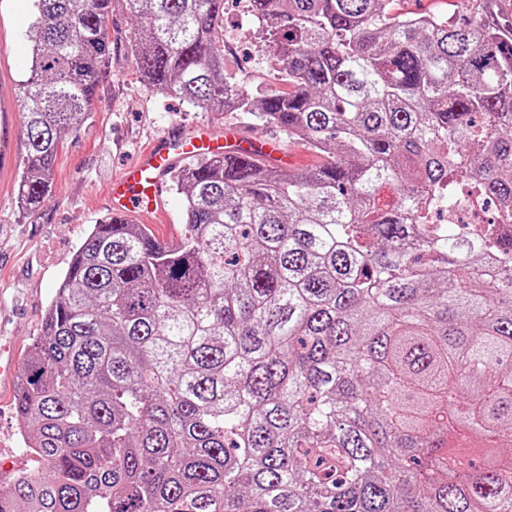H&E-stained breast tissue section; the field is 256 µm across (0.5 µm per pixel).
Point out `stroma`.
<instances>
[{"label": "stroma", "instance_id": "35a3bbf8", "mask_svg": "<svg viewBox=\"0 0 512 512\" xmlns=\"http://www.w3.org/2000/svg\"><path fill=\"white\" fill-rule=\"evenodd\" d=\"M32 0H0V345L24 361L39 335L59 279L74 249L94 224L108 216L107 188L123 168L155 143L211 126L255 138L275 139L284 148L273 162L283 171L306 169L321 161L314 149L288 140L271 125L238 112H203L181 99L148 89L128 51L134 21L115 7L109 20L112 54L86 125L66 136L58 156L52 192L44 205L22 213L16 203L21 160L26 152L21 87L30 48ZM226 74L245 79L252 93L287 90L268 50L247 37L237 52L224 56ZM183 202L164 186L159 209L147 218L156 237H178ZM10 385L0 386V456L15 466L34 468L22 449Z\"/></svg>", "mask_w": 512, "mask_h": 512}]
</instances>
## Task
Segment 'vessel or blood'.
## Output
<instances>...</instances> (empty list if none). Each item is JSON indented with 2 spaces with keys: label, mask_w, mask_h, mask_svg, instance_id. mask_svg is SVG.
<instances>
[{
  "label": "vessel or blood",
  "mask_w": 512,
  "mask_h": 512,
  "mask_svg": "<svg viewBox=\"0 0 512 512\" xmlns=\"http://www.w3.org/2000/svg\"><path fill=\"white\" fill-rule=\"evenodd\" d=\"M223 145L225 152L246 150L253 157L270 160L275 148L243 136H234L224 141L222 134L210 129L198 134L177 139L175 144H154L144 155L118 178L113 179L108 188V196L114 217L123 219L132 215L147 217L160 206L162 180L172 162L173 156H186L189 153Z\"/></svg>",
  "instance_id": "1"
}]
</instances>
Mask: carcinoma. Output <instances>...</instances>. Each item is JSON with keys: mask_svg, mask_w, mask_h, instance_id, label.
Instances as JSON below:
<instances>
[{"mask_svg": "<svg viewBox=\"0 0 512 512\" xmlns=\"http://www.w3.org/2000/svg\"><path fill=\"white\" fill-rule=\"evenodd\" d=\"M114 0H33L18 204L90 119ZM145 85L326 155L170 171L179 238L107 218L14 397L0 512H512V0H249L290 90L223 74L227 0H124ZM399 189L377 203V185ZM499 200L500 224H433ZM392 13L430 12L442 16L458 18L468 8L469 2L464 0H399L392 4Z\"/></svg>", "mask_w": 512, "mask_h": 512, "instance_id": "1", "label": "carcinoma"}]
</instances>
